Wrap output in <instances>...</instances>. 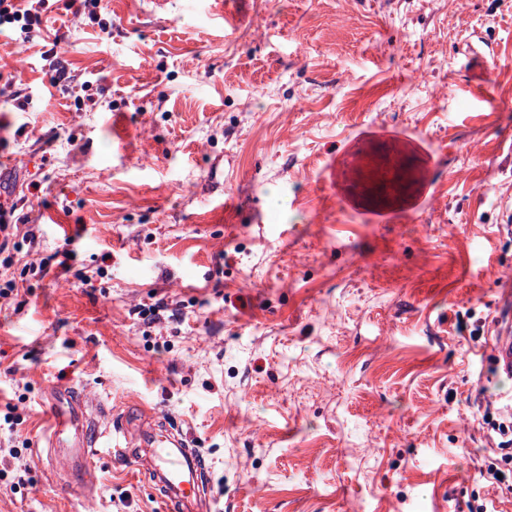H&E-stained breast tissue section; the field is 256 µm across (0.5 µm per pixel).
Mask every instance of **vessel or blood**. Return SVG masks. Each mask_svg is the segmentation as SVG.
I'll return each instance as SVG.
<instances>
[{
  "instance_id": "1",
  "label": "vessel or blood",
  "mask_w": 512,
  "mask_h": 512,
  "mask_svg": "<svg viewBox=\"0 0 512 512\" xmlns=\"http://www.w3.org/2000/svg\"><path fill=\"white\" fill-rule=\"evenodd\" d=\"M489 357L498 378H512L511 330H503L496 337ZM49 395L52 410L47 444L55 474L78 477L83 488H92L95 474L91 458L101 446L113 459L131 462L170 512H214L208 470L182 431L124 419L101 431L93 426L81 398L58 388L51 389Z\"/></svg>"
}]
</instances>
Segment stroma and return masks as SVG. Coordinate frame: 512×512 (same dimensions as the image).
<instances>
[{
    "label": "stroma",
    "instance_id": "obj_1",
    "mask_svg": "<svg viewBox=\"0 0 512 512\" xmlns=\"http://www.w3.org/2000/svg\"><path fill=\"white\" fill-rule=\"evenodd\" d=\"M102 6L107 34L61 0L0 34L30 100L0 98V190L35 238L0 272V512H164L101 454L92 497L50 477L54 385L99 429L179 428L218 512H512L476 408L512 269V0Z\"/></svg>",
    "mask_w": 512,
    "mask_h": 512
}]
</instances>
